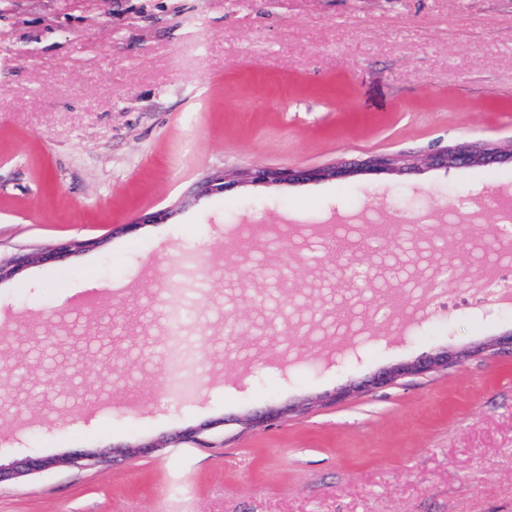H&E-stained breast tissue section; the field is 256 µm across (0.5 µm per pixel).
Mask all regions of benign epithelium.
<instances>
[{
  "instance_id": "benign-epithelium-1",
  "label": "benign epithelium",
  "mask_w": 512,
  "mask_h": 512,
  "mask_svg": "<svg viewBox=\"0 0 512 512\" xmlns=\"http://www.w3.org/2000/svg\"><path fill=\"white\" fill-rule=\"evenodd\" d=\"M512 160V148L500 149L482 144L452 145L444 150L431 154L425 158L427 162H434L446 168H457L467 165H480L489 162H508ZM412 165V159L407 157H394L391 155H378L370 157L357 164L353 169L346 170L336 167L300 170L291 168H249L235 171L224 175L215 173L206 177L201 185L202 192L206 194H220L224 192L226 180H231L241 186H273L292 184L301 181H317L334 179L347 175L351 172H372V173H400ZM185 202H180L172 208L161 209L141 216L136 223L126 225L132 230L141 224H165L174 217L178 209L183 207ZM69 250V246L45 248L31 251L10 263L0 264V281L8 280L16 276L28 265L38 264L55 259L63 252ZM473 350L465 349L456 352L446 350L438 352L425 359L398 364L392 366L368 380V384L375 387H386L393 385L406 376L416 375L446 366L450 363L460 364L467 360ZM102 457L99 450H90L78 458L72 457H37L27 458L21 462L12 464L9 469L16 475H23L30 472L47 471L59 467L76 465L81 461L87 464H95ZM0 464V479L3 478L5 470L8 469Z\"/></svg>"
}]
</instances>
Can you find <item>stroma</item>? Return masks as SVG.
Masks as SVG:
<instances>
[{"mask_svg":"<svg viewBox=\"0 0 512 512\" xmlns=\"http://www.w3.org/2000/svg\"><path fill=\"white\" fill-rule=\"evenodd\" d=\"M477 141L512 143V0H0V261L91 243L0 282V460L144 448L2 482L0 512H512L511 351L367 384L512 332L473 261L512 162L233 185L138 222L218 171ZM415 225L429 263L370 267ZM342 307L368 346L330 333ZM195 429L211 447L174 442ZM184 311L178 309L173 312L169 319V345H168V367L169 371L180 377L191 375L194 369V356L184 335L185 329ZM474 350L465 349L456 352L444 350L425 359L398 364L375 375L368 380V385L375 387H386L393 385L406 376L416 375L446 366L449 363L460 364L467 360Z\"/></svg>","mask_w":512,"mask_h":512,"instance_id":"35a3bbf8","label":"stroma"}]
</instances>
